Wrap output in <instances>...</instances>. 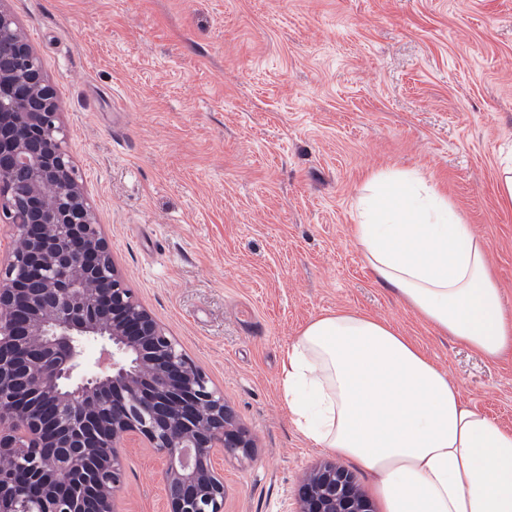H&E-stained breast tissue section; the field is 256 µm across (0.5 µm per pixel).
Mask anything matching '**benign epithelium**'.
Masks as SVG:
<instances>
[{
    "instance_id": "1",
    "label": "benign epithelium",
    "mask_w": 512,
    "mask_h": 512,
    "mask_svg": "<svg viewBox=\"0 0 512 512\" xmlns=\"http://www.w3.org/2000/svg\"><path fill=\"white\" fill-rule=\"evenodd\" d=\"M0 512H118L127 442L164 461L166 512H224L214 450L253 461L224 395L127 288L65 147L62 105L0 0ZM298 512H372L346 469L298 483Z\"/></svg>"
}]
</instances>
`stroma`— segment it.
Listing matches in <instances>:
<instances>
[{"label": "stroma", "instance_id": "1", "mask_svg": "<svg viewBox=\"0 0 512 512\" xmlns=\"http://www.w3.org/2000/svg\"><path fill=\"white\" fill-rule=\"evenodd\" d=\"M55 84L66 146L128 288L221 390L255 459L215 451L224 512H296L313 466L369 474L294 425L286 351L311 320L387 321L512 430V351L439 334L352 237L376 174L415 173L488 245L512 314V0H6ZM127 451L120 512H164Z\"/></svg>", "mask_w": 512, "mask_h": 512}]
</instances>
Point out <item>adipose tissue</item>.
Wrapping results in <instances>:
<instances>
[{
	"instance_id": "adipose-tissue-1",
	"label": "adipose tissue",
	"mask_w": 512,
	"mask_h": 512,
	"mask_svg": "<svg viewBox=\"0 0 512 512\" xmlns=\"http://www.w3.org/2000/svg\"><path fill=\"white\" fill-rule=\"evenodd\" d=\"M352 234L379 283L441 335L489 358L512 349L490 252L415 174L374 176ZM283 393L319 447L368 472L385 512H512V431L384 321L336 312L290 345Z\"/></svg>"
}]
</instances>
